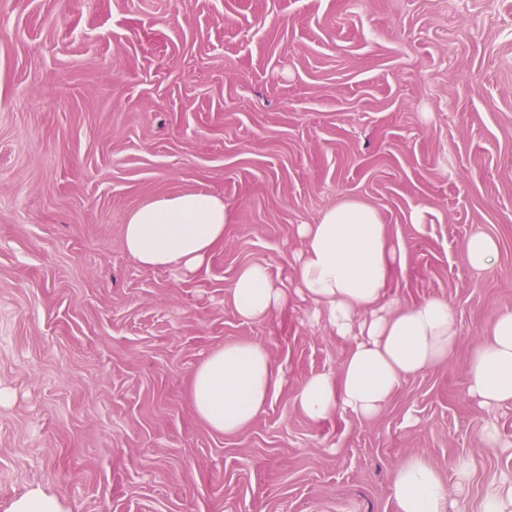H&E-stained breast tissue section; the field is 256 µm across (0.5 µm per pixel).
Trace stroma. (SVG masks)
<instances>
[{"instance_id": "obj_1", "label": "stroma", "mask_w": 512, "mask_h": 512, "mask_svg": "<svg viewBox=\"0 0 512 512\" xmlns=\"http://www.w3.org/2000/svg\"><path fill=\"white\" fill-rule=\"evenodd\" d=\"M189 191L229 206L223 243L189 273L139 265L131 211ZM343 198L402 245L393 295L448 299L460 341L374 420L315 423L298 388L347 342L298 300L242 321L230 292L251 263L288 285L297 225ZM475 233L498 243L481 272ZM508 308L512 0H0V512L34 489L67 512H398L415 453L480 512L512 450L482 448L465 364ZM238 341L285 380L224 435L190 385ZM497 251L496 241L482 233L471 235L463 246L465 262L475 271L488 269L495 260Z\"/></svg>"}]
</instances>
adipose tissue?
<instances>
[{
	"label": "adipose tissue",
	"mask_w": 512,
	"mask_h": 512,
	"mask_svg": "<svg viewBox=\"0 0 512 512\" xmlns=\"http://www.w3.org/2000/svg\"><path fill=\"white\" fill-rule=\"evenodd\" d=\"M231 213L223 199L185 192L147 200L129 215L124 248L139 264L191 271L224 240ZM292 289L277 285L267 265L238 273L231 301L246 321H262L285 309L290 298L307 306L310 321L324 323L349 349L336 373L302 381L299 409L314 422L337 410L375 418L401 382L449 362L459 344L454 310L431 297L403 304L388 296L404 255L390 239L375 207L345 199L301 224ZM470 395L488 413L512 404V310L498 313L487 339L465 366ZM282 384V372L254 342L214 349L195 369L191 395L197 416L212 430L235 434L250 424ZM398 512H447L446 488L422 456L403 460L393 480Z\"/></svg>",
	"instance_id": "adipose-tissue-1"
}]
</instances>
